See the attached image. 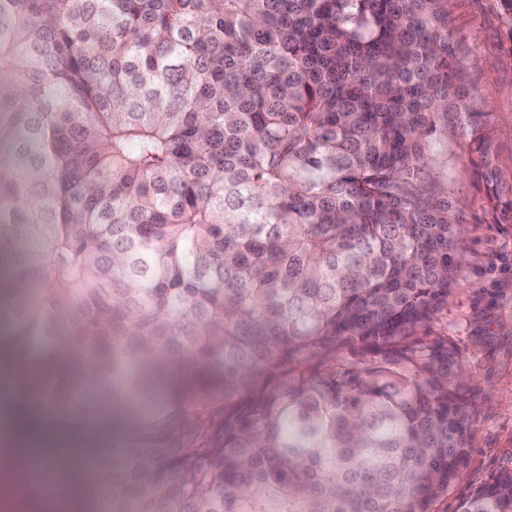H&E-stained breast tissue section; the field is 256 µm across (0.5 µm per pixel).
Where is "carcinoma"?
<instances>
[{
    "label": "carcinoma",
    "instance_id": "carcinoma-1",
    "mask_svg": "<svg viewBox=\"0 0 512 512\" xmlns=\"http://www.w3.org/2000/svg\"><path fill=\"white\" fill-rule=\"evenodd\" d=\"M448 0H0V348L127 407L105 512H431L471 453L448 137L512 185ZM349 351L351 362L341 355ZM457 512H512V470Z\"/></svg>",
    "mask_w": 512,
    "mask_h": 512
}]
</instances>
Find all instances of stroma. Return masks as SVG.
<instances>
[{
    "label": "stroma",
    "mask_w": 512,
    "mask_h": 512,
    "mask_svg": "<svg viewBox=\"0 0 512 512\" xmlns=\"http://www.w3.org/2000/svg\"><path fill=\"white\" fill-rule=\"evenodd\" d=\"M453 38L475 64L469 80L494 136L497 164L512 177V11L503 0H449ZM452 199L466 218L459 281L430 326L460 356L477 413L460 480L433 503L456 512L461 497L512 470V223H493L484 190L462 154L448 163Z\"/></svg>",
    "instance_id": "35a3bbf8"
}]
</instances>
